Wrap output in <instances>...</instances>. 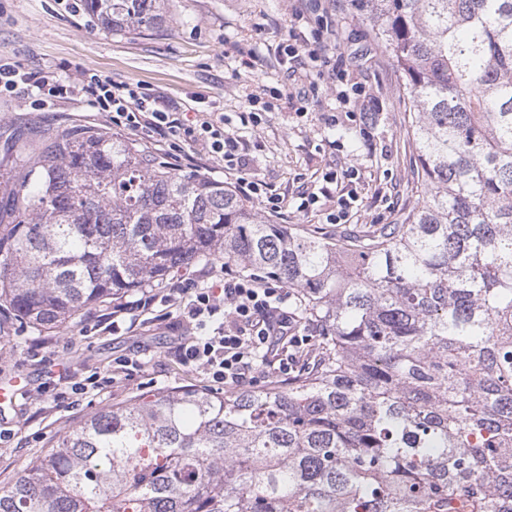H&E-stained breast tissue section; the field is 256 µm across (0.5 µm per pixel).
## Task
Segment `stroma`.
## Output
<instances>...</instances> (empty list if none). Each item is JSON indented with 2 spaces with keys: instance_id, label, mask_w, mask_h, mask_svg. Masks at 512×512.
Returning a JSON list of instances; mask_svg holds the SVG:
<instances>
[{
  "instance_id": "stroma-1",
  "label": "stroma",
  "mask_w": 512,
  "mask_h": 512,
  "mask_svg": "<svg viewBox=\"0 0 512 512\" xmlns=\"http://www.w3.org/2000/svg\"><path fill=\"white\" fill-rule=\"evenodd\" d=\"M168 22L156 31L110 33L63 0H0V59L32 71L74 75L88 70L115 82L141 85L185 105L190 120L205 112L224 115L252 158L258 177L281 201L269 214L275 224L314 229L328 237L344 228L372 229L401 223L416 206L415 151L407 136V108L394 59L373 37L351 0H167ZM336 30L328 54L346 66L361 86L350 104L337 98L331 79H316L299 67L289 70L279 52L292 23L310 30L322 22ZM27 90L0 96V150L8 138L37 141L65 129L111 131L106 113L96 111L80 89H71L37 110ZM352 110L353 119L342 116ZM256 111L257 123L241 121ZM338 115L337 125L326 124ZM357 167V179L343 176ZM339 174L340 187L357 189L347 225L326 220L324 203L299 210V195L325 186ZM102 303L79 312L73 327L38 332L0 316V379L24 375L15 403L0 411V489L10 486L27 463L44 454L91 412L174 386L206 387L205 376L174 355L184 329L142 322L136 331L112 333ZM136 354L144 366L133 378H116L105 392L76 404L34 394L43 374L66 363L78 374L105 371L112 358Z\"/></svg>"
}]
</instances>
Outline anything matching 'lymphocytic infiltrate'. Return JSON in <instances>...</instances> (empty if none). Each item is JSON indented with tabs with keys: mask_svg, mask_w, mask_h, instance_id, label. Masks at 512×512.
<instances>
[{
	"mask_svg": "<svg viewBox=\"0 0 512 512\" xmlns=\"http://www.w3.org/2000/svg\"><path fill=\"white\" fill-rule=\"evenodd\" d=\"M78 81L93 107L107 113L113 126L133 132L147 143L166 141L167 156L181 157L183 144H190L208 156L220 159L225 171L233 173L241 194L264 202L270 211H278L280 200L269 194L262 180L248 167L239 140L224 131L219 119L200 125L183 124L175 115L174 102L125 83H115L89 71H80ZM31 85L39 101L68 93V80L58 75L32 72L17 62L0 61V94L13 93L18 84ZM164 303V313L155 315L156 324L170 318L176 308L177 319L194 331L193 337L179 345L183 365L203 372L214 388L245 386L257 381V365L269 363L275 376L288 378L297 368L299 352L311 342L297 324L293 295L280 283L260 282L240 274L216 271L211 285H200L189 269H182L174 288L156 296L128 300L112 312L113 324L125 316L150 310ZM97 377L74 380L69 371L47 373L36 389L37 396L47 394L61 399H82L101 391Z\"/></svg>",
	"mask_w": 512,
	"mask_h": 512,
	"instance_id": "f902f5d3",
	"label": "lymphocytic infiltrate"
}]
</instances>
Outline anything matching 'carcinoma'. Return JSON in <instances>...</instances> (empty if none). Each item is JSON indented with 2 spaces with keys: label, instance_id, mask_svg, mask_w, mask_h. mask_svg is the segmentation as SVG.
<instances>
[{
  "label": "carcinoma",
  "instance_id": "carcinoma-1",
  "mask_svg": "<svg viewBox=\"0 0 512 512\" xmlns=\"http://www.w3.org/2000/svg\"><path fill=\"white\" fill-rule=\"evenodd\" d=\"M395 58L424 193L325 237L94 128L0 158V312L44 331L202 261L295 292L306 367L88 415L0 512H512V0H351ZM157 29L164 0H86Z\"/></svg>",
  "mask_w": 512,
  "mask_h": 512
}]
</instances>
